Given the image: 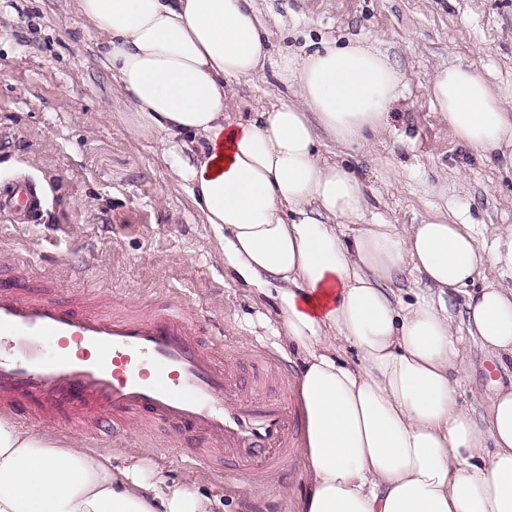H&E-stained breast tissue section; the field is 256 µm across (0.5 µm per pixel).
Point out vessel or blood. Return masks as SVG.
Returning <instances> with one entry per match:
<instances>
[{
    "mask_svg": "<svg viewBox=\"0 0 512 512\" xmlns=\"http://www.w3.org/2000/svg\"><path fill=\"white\" fill-rule=\"evenodd\" d=\"M80 304L37 294L18 276L0 278V415L23 414L22 397L40 403L39 421L58 410H113L139 425L167 423L203 432L260 476L275 470L301 434L283 396H262L261 372L245 381L231 364L216 365L193 328L198 313L181 292L166 293L150 313L98 307L93 291ZM59 346L47 356L45 342Z\"/></svg>",
    "mask_w": 512,
    "mask_h": 512,
    "instance_id": "obj_1",
    "label": "vessel or blood"
}]
</instances>
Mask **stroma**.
<instances>
[{
    "label": "stroma",
    "instance_id": "stroma-1",
    "mask_svg": "<svg viewBox=\"0 0 512 512\" xmlns=\"http://www.w3.org/2000/svg\"><path fill=\"white\" fill-rule=\"evenodd\" d=\"M273 20L272 58L302 54L326 42L361 37L375 42L405 76L403 98L374 153L319 150L337 158L370 188L368 218L417 224L441 208L474 225L493 246L512 225V161L488 159L453 138L429 105L427 83L441 66L473 63L495 83L512 86V0H256ZM103 39L72 11L71 0H0V191L32 184L41 200L33 221L0 211V262L20 258L31 283L69 294L71 272L101 302L151 311L161 295L182 292L204 312L196 331L216 362L234 360L251 373L259 355L276 365L267 389L293 378L288 349L275 333L273 296H256L224 270L219 242L204 224L185 181L172 177L179 148L128 131L112 98ZM283 91L272 73L237 87L233 111L252 112ZM401 170L395 181L374 177L376 156ZM89 448L112 463L141 460L146 476L172 486L193 475L223 512H293L305 490L303 461L292 450L263 477L216 460L193 465L205 447L196 435L171 437L160 423L140 429L100 413ZM266 489L263 498L252 496Z\"/></svg>",
    "mask_w": 512,
    "mask_h": 512
}]
</instances>
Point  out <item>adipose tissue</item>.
<instances>
[{
	"mask_svg": "<svg viewBox=\"0 0 512 512\" xmlns=\"http://www.w3.org/2000/svg\"><path fill=\"white\" fill-rule=\"evenodd\" d=\"M102 36L128 128L199 146L175 171L224 265L275 293L278 335L300 360L305 493L296 512H512V225L492 247L433 210L372 223L368 186L322 141L369 151L405 78L365 38L275 64L285 92L247 121L236 85L270 62L256 0H74ZM430 106L454 139L512 150V91L473 64L438 69ZM462 296L454 318L451 297ZM500 369L487 400L461 391L476 363ZM355 358H348V351ZM196 480L166 486L135 463L0 419V512H214Z\"/></svg>",
	"mask_w": 512,
	"mask_h": 512,
	"instance_id": "obj_1",
	"label": "adipose tissue"
}]
</instances>
